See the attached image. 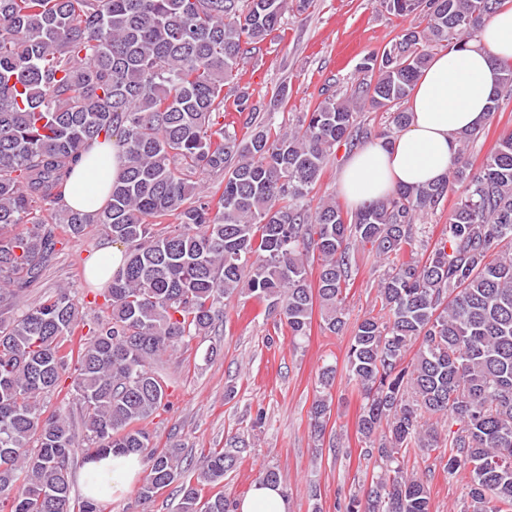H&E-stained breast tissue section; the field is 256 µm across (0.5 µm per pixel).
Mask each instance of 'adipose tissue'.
Wrapping results in <instances>:
<instances>
[{"label": "adipose tissue", "instance_id": "ef3b65f1", "mask_svg": "<svg viewBox=\"0 0 512 512\" xmlns=\"http://www.w3.org/2000/svg\"><path fill=\"white\" fill-rule=\"evenodd\" d=\"M512 58V7L487 18L476 33L448 52L431 58L408 103L410 121L392 139L373 138L350 155L340 176L339 193L358 206L385 197L402 186L432 184L447 177L457 157L456 132L482 127L498 89L499 61ZM122 166L119 148L95 142L74 167L63 198L78 211H90V199L107 200V188ZM138 456L107 457L87 468L97 487L122 496L141 472Z\"/></svg>", "mask_w": 512, "mask_h": 512}]
</instances>
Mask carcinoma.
I'll return each instance as SVG.
<instances>
[{"mask_svg":"<svg viewBox=\"0 0 512 512\" xmlns=\"http://www.w3.org/2000/svg\"><path fill=\"white\" fill-rule=\"evenodd\" d=\"M309 2L0 0V512H100L71 495L78 448L95 460L137 455V499L148 506L183 464L181 449L155 447L149 429L170 397L161 357L215 329L234 295L266 303L296 339L316 306L339 333L360 246L387 270L380 309L354 325L347 352L363 396L357 430L376 469L347 512H430L427 481L406 468L411 448L436 453L450 482L468 473L460 512H512V132L477 168L468 147L479 130L459 134L445 180L350 214L312 195L336 148L365 144L362 107L389 113L378 136L401 132L432 48L472 36L506 0H379L427 26L404 30L359 64L364 77L349 92L274 133L249 88L230 100L224 85ZM497 66L492 113L512 95V63ZM100 138L121 149V171L104 205L74 211L64 183ZM210 173L224 175L222 192L197 185ZM450 193L448 224L416 257V224ZM58 224L72 238L97 224L124 246L106 317L80 315L69 287L19 308L62 243ZM70 369L67 403L46 413L43 396ZM331 400L312 405L319 435ZM242 452L203 453L178 512H234L216 487Z\"/></svg>","mask_w":512,"mask_h":512,"instance_id":"cac0c4a2","label":"carcinoma"}]
</instances>
